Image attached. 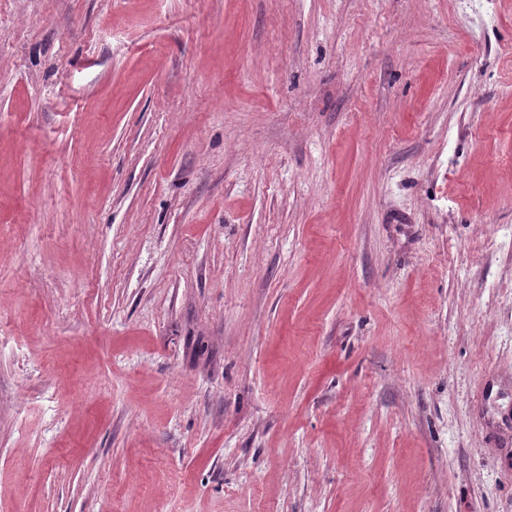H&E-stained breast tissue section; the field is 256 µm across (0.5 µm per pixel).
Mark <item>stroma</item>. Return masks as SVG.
<instances>
[{"instance_id": "1", "label": "stroma", "mask_w": 512, "mask_h": 512, "mask_svg": "<svg viewBox=\"0 0 512 512\" xmlns=\"http://www.w3.org/2000/svg\"><path fill=\"white\" fill-rule=\"evenodd\" d=\"M0 512H512V0H0Z\"/></svg>"}]
</instances>
